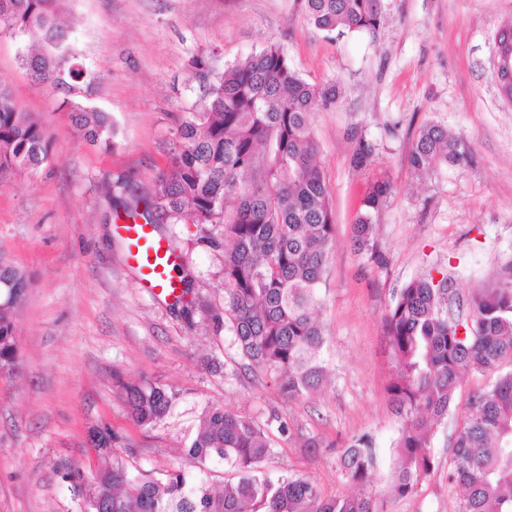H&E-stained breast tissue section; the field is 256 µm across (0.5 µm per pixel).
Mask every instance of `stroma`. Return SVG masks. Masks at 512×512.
Wrapping results in <instances>:
<instances>
[{
    "mask_svg": "<svg viewBox=\"0 0 512 512\" xmlns=\"http://www.w3.org/2000/svg\"><path fill=\"white\" fill-rule=\"evenodd\" d=\"M70 44L100 82L112 150L81 139L62 97L28 76L22 45L0 35V84L45 129L48 164L0 170V257L31 280L14 312L17 365L0 374V512H83L67 469L91 475L89 435L112 433V461L163 472L186 467L183 448L208 408L263 427L274 476H300L328 497L355 491L343 456L371 440L376 466L363 489L378 512H460L448 482L449 437L473 394L492 382L467 375L436 427L433 470L416 492H390L405 424L388 392L393 376L384 317L411 279H447L460 300L498 286L512 265V100L499 91L497 37L512 0H384L378 35L317 30L304 0H62ZM279 45L311 83H336L335 105L314 112L318 162L330 190L335 250L319 290L326 339L322 388L291 399L275 373L253 371L224 311V227L161 224L187 292L181 304L140 288L116 232L106 184L133 176L152 189L181 124L201 96L196 59L220 72ZM459 134L470 160L419 175L409 164L422 125ZM372 146L359 169V141ZM391 193L373 226L374 252L352 228L373 182ZM173 396L154 427L132 423L122 384Z\"/></svg>",
    "mask_w": 512,
    "mask_h": 512,
    "instance_id": "obj_1",
    "label": "stroma"
}]
</instances>
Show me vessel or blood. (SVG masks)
<instances>
[{
	"label": "vessel or blood",
	"mask_w": 512,
	"mask_h": 512,
	"mask_svg": "<svg viewBox=\"0 0 512 512\" xmlns=\"http://www.w3.org/2000/svg\"><path fill=\"white\" fill-rule=\"evenodd\" d=\"M121 236L129 261L140 273L141 284L170 297L179 296L181 281L174 273V254L169 243L156 235L153 225H123Z\"/></svg>",
	"instance_id": "1"
}]
</instances>
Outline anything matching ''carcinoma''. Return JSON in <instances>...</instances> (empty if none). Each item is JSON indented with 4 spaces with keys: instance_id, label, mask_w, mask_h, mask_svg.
I'll use <instances>...</instances> for the list:
<instances>
[{
    "instance_id": "carcinoma-1",
    "label": "carcinoma",
    "mask_w": 512,
    "mask_h": 512,
    "mask_svg": "<svg viewBox=\"0 0 512 512\" xmlns=\"http://www.w3.org/2000/svg\"><path fill=\"white\" fill-rule=\"evenodd\" d=\"M61 0H0V32L31 49L21 56L30 77L64 93L65 118L80 136L109 150L112 114L92 102L99 78L70 49L59 23ZM319 30L376 35L383 0H305ZM202 95L180 130L179 148L160 169L149 195L129 176L109 186L112 212L153 224H222L225 325L250 366L274 371L291 397L324 383L325 337L317 319L318 289L334 251L331 197L317 162L311 114L336 103L334 84L301 78L283 49L271 44L215 73L198 63ZM43 128L0 86V168L36 170L49 160ZM467 160L462 138L440 124H424L409 156L419 173ZM391 192L375 184L354 222L355 245L371 247L374 217ZM32 283L0 259V371L17 359L10 313ZM448 278H417L402 288L385 315L395 364L388 391L406 422L396 444L400 459L390 490L416 491L433 463L434 428L451 410L457 387L471 372L493 383L468 401V413L450 441L448 482L463 490L460 512H512V266L499 285L470 297L467 315L445 311ZM121 398L139 427L159 424L172 397L159 386L131 383ZM272 447L265 430L223 408L210 409L191 442L182 470L156 476L117 463L92 474L84 512H376L365 494L324 497L303 477L269 476L263 463ZM237 479L213 490L211 465ZM375 465L371 442L360 438L344 456L350 480L363 484Z\"/></svg>"
}]
</instances>
